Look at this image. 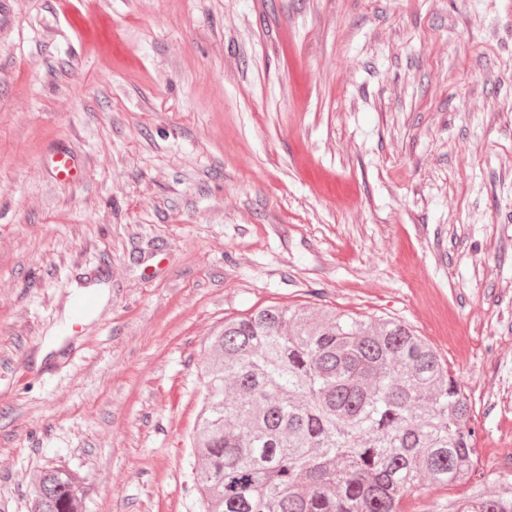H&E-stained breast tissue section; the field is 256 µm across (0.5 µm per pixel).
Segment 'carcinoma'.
Returning <instances> with one entry per match:
<instances>
[{"instance_id": "cac0c4a2", "label": "carcinoma", "mask_w": 512, "mask_h": 512, "mask_svg": "<svg viewBox=\"0 0 512 512\" xmlns=\"http://www.w3.org/2000/svg\"><path fill=\"white\" fill-rule=\"evenodd\" d=\"M209 349L190 438L202 512H408L475 468L466 392L399 319L274 304L224 320ZM30 512H84L79 477L44 470ZM430 512H512V478Z\"/></svg>"}]
</instances>
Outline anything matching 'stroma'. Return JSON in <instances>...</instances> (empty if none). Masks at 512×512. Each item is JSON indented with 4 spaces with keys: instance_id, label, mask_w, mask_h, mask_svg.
Returning <instances> with one entry per match:
<instances>
[{
    "instance_id": "1",
    "label": "stroma",
    "mask_w": 512,
    "mask_h": 512,
    "mask_svg": "<svg viewBox=\"0 0 512 512\" xmlns=\"http://www.w3.org/2000/svg\"><path fill=\"white\" fill-rule=\"evenodd\" d=\"M272 303L400 319L512 423V0H0V512L57 464L199 512L207 338ZM48 170L52 178L58 182H73L81 177L80 164L75 156L69 152H56Z\"/></svg>"
}]
</instances>
